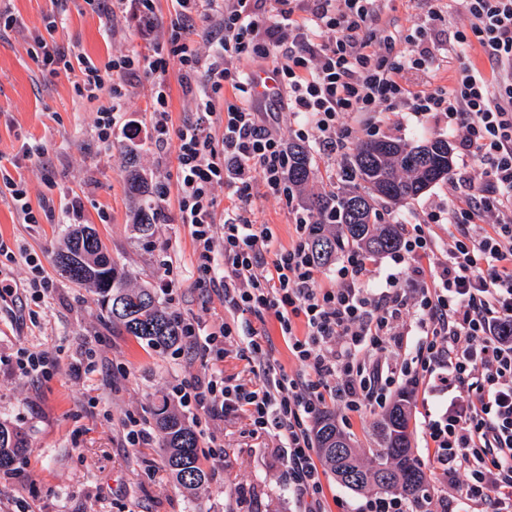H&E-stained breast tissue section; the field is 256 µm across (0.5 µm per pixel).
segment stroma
I'll return each instance as SVG.
<instances>
[{
	"label": "stroma",
	"instance_id": "35a3bbf8",
	"mask_svg": "<svg viewBox=\"0 0 512 512\" xmlns=\"http://www.w3.org/2000/svg\"><path fill=\"white\" fill-rule=\"evenodd\" d=\"M431 7V0H386L383 11L392 30L421 29L442 39L468 28L467 17L459 13L430 21ZM0 11L18 19L0 32V162L10 163L26 145L47 150L40 161L11 171L24 184L33 210L41 213L39 223H23L10 195H0V243L15 256L11 262L0 256V279L17 285L14 296L0 299V422L26 437L12 469L0 471V512H301L282 478L276 440L252 436L245 419L214 422L203 412L180 408L199 434V464L207 474L205 485L194 491L173 480L161 436L139 451L126 448L124 422L136 418L154 427L153 407L167 399L172 383L203 373L204 361L128 335L102 311L94 288L60 272L55 256L70 230L66 212L71 202L80 201L83 223L96 231L133 286L159 289L163 276L175 280L174 293L159 296L167 312L211 328L224 321V303L196 282L191 232L177 223L175 200L161 205L150 238L132 228L138 202L129 189L126 149H134L152 186L175 180V148L157 150L143 137L132 143L118 129L111 150H104L94 120L107 96H79L75 75L51 74L34 58L36 36L46 35L48 21L57 17L64 24L56 40L100 66L113 56L142 50L134 31L124 19L107 21L85 0H0ZM466 66L492 74L475 45L463 59L438 58L430 70L431 87L450 86ZM380 119L381 137L412 145L448 134L445 123L420 122L404 110ZM458 195L450 178L404 203H379L377 210L416 222ZM252 209L278 246L296 241L282 201L259 196ZM30 256L53 281L52 292L41 298L27 286ZM22 348L48 352L54 360L49 373L22 372L17 365ZM88 356L96 360V371L72 377L71 365ZM324 409L356 447H374L376 414H353L331 401ZM209 430L224 439L221 455L212 453L205 437Z\"/></svg>",
	"mask_w": 512,
	"mask_h": 512
}]
</instances>
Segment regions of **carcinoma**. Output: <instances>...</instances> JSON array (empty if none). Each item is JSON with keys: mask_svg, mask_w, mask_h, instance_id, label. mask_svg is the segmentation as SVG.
Segmentation results:
<instances>
[{"mask_svg": "<svg viewBox=\"0 0 512 512\" xmlns=\"http://www.w3.org/2000/svg\"><path fill=\"white\" fill-rule=\"evenodd\" d=\"M289 183L300 189L310 180L309 153L303 146L289 145ZM128 181L134 194L145 193V181L129 157ZM448 139L437 137L414 146L395 140L370 139L356 146L339 173L336 191L302 199V209L310 214V251L323 265L344 246L358 245L374 253L393 251L399 244L395 224H381L375 210L379 199L400 202L413 199L431 185L445 180L451 170ZM157 212L139 208L134 228L142 237L150 236ZM55 261L62 274L77 283L90 284L112 322L144 341L167 349L177 344L182 329L176 316L164 311L149 288H130L127 274L120 271L104 251L95 231L83 224L72 228L65 248ZM154 417L164 437L166 464L177 483L188 490L207 479L199 466L197 438L181 417L161 403ZM411 394L401 391L375 427L378 447L363 460L350 437L336 425L335 416L319 413L314 436L317 448L336 478L346 487L362 490L368 486L381 493L398 492L411 501L414 512H423L431 496L430 483L422 464L414 456L409 421ZM25 448L23 434L0 423V470H10Z\"/></svg>", "mask_w": 512, "mask_h": 512, "instance_id": "1", "label": "carcinoma"}]
</instances>
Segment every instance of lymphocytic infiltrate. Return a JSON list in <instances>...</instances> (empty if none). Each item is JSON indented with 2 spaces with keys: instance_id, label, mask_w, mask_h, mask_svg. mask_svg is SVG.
Segmentation results:
<instances>
[{
  "instance_id": "obj_1",
  "label": "lymphocytic infiltrate",
  "mask_w": 512,
  "mask_h": 512,
  "mask_svg": "<svg viewBox=\"0 0 512 512\" xmlns=\"http://www.w3.org/2000/svg\"><path fill=\"white\" fill-rule=\"evenodd\" d=\"M296 2L172 0L175 18L163 30L156 0H119L147 54L102 68L83 60L75 83L90 99L106 92L95 126L107 146L115 129L130 140L139 135L125 118L129 88L140 70L154 75L149 138L160 150L177 147L176 183L160 185L157 196L176 194L177 221L191 228L198 281L213 285L231 315L210 332L183 325L188 349L202 354L206 369L173 394L210 419L241 415L252 435H274L289 491L308 512H322L311 418L330 399L360 414L383 407L399 384L424 386L448 399L425 422L429 466L446 479L465 476L454 500L431 501L428 512H512V0H448L470 19L449 52L479 43L499 91L465 68L452 86L414 93L402 83L403 71L424 70L440 49L420 34L387 31L381 0H313L302 17ZM200 17L210 23L205 54L191 37ZM174 59L195 100L192 118L176 128L166 79ZM245 60L272 66L300 141L336 153L350 143L352 123H367L403 100L417 118H443L465 167L478 165L480 175L459 171L458 203L401 224L394 267L383 281L367 277L375 253L351 247L336 267L335 286L323 287L306 242L275 248L272 233L251 218L254 199L264 195L292 205L297 231L311 222L293 206L281 115L255 106L240 67ZM219 186L237 201L220 220ZM442 222L444 240L434 232ZM246 313L275 319L303 373L289 375L270 360L266 328L236 322ZM406 316L416 336L411 344L399 328ZM236 342L253 358L250 381L232 385L221 364Z\"/></svg>"
}]
</instances>
